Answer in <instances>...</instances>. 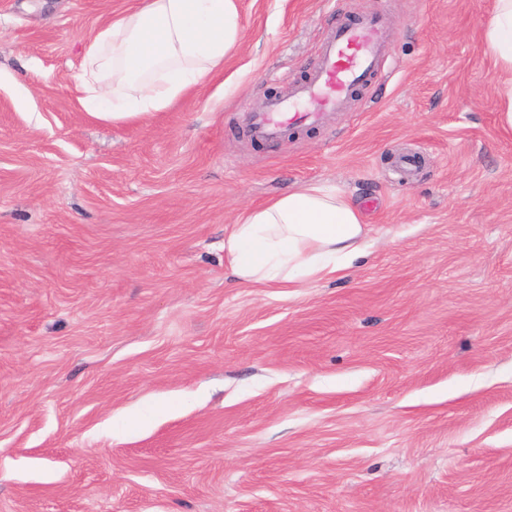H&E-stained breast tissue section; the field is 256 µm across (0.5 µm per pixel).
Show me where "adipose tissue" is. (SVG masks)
I'll list each match as a JSON object with an SVG mask.
<instances>
[{
	"label": "adipose tissue",
	"instance_id": "adipose-tissue-1",
	"mask_svg": "<svg viewBox=\"0 0 512 512\" xmlns=\"http://www.w3.org/2000/svg\"><path fill=\"white\" fill-rule=\"evenodd\" d=\"M239 40L237 0H141L83 44L91 77L81 104L112 121L160 111L207 82ZM485 42L509 74L501 121L512 128V0H496ZM368 232L353 197L308 182L242 210L224 230V253L239 285L303 288L352 268Z\"/></svg>",
	"mask_w": 512,
	"mask_h": 512
}]
</instances>
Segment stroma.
<instances>
[{
	"label": "stroma",
	"instance_id": "obj_1",
	"mask_svg": "<svg viewBox=\"0 0 512 512\" xmlns=\"http://www.w3.org/2000/svg\"><path fill=\"white\" fill-rule=\"evenodd\" d=\"M137 2L0 0V512H512L495 0H239L212 79L106 121L82 43ZM369 11L391 55L347 111L248 137L244 104ZM316 181L359 203L366 256L235 284L225 226Z\"/></svg>",
	"mask_w": 512,
	"mask_h": 512
}]
</instances>
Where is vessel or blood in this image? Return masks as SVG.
Masks as SVG:
<instances>
[{
	"mask_svg": "<svg viewBox=\"0 0 512 512\" xmlns=\"http://www.w3.org/2000/svg\"><path fill=\"white\" fill-rule=\"evenodd\" d=\"M387 30V20L375 13L339 22L322 42L318 64L304 81L293 84L288 96L248 106L243 112L250 136L275 142L287 127L344 110L356 89L371 82L389 58Z\"/></svg>",
	"mask_w": 512,
	"mask_h": 512,
	"instance_id": "obj_1",
	"label": "vessel or blood"
}]
</instances>
